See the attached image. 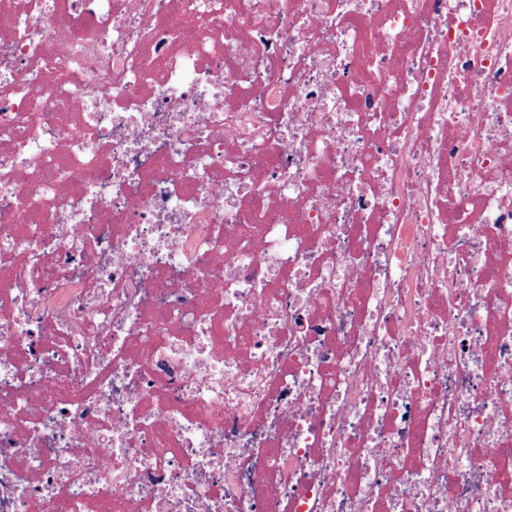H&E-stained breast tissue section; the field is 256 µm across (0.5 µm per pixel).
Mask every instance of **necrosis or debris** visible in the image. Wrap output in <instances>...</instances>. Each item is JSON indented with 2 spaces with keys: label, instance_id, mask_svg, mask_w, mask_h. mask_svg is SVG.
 I'll return each instance as SVG.
<instances>
[{
  "label": "necrosis or debris",
  "instance_id": "1",
  "mask_svg": "<svg viewBox=\"0 0 512 512\" xmlns=\"http://www.w3.org/2000/svg\"><path fill=\"white\" fill-rule=\"evenodd\" d=\"M0 512H512V0H0Z\"/></svg>",
  "mask_w": 512,
  "mask_h": 512
}]
</instances>
